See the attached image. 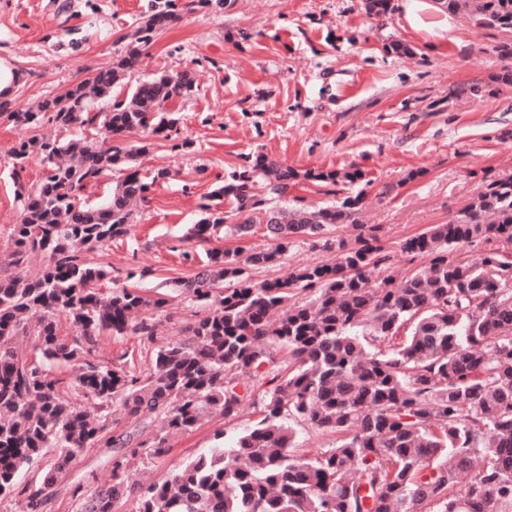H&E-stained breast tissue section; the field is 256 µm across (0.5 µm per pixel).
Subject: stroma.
I'll return each mask as SVG.
<instances>
[{"mask_svg": "<svg viewBox=\"0 0 512 512\" xmlns=\"http://www.w3.org/2000/svg\"><path fill=\"white\" fill-rule=\"evenodd\" d=\"M184 2L0 0V58L22 75L6 101L8 112L36 111L45 98L111 64L145 17L170 4L181 10L98 102L109 107L159 74H194L195 89L178 104L170 139L128 136V143L147 147L139 165L153 181L149 201L127 234L88 255L110 273L103 289L125 283L131 272L147 295L170 296L159 343L178 340L196 312L172 285L207 264L210 251L237 248L247 255L272 248L260 219L242 240L220 233L207 241L187 238L202 205L230 213V201L216 191L257 156L301 173L361 171L353 184L301 180L273 199L264 178L255 190L270 208H318L360 195V223L382 225L383 244L402 274L422 260L401 252V241L448 223L483 180L512 176V83L500 79L512 70V57L499 54L512 47V30L476 27L435 0H391L379 15L367 10V0H209L193 12L184 11ZM35 135L66 132L0 116V256L10 252L7 231L20 219L17 184L36 186L45 173L39 156L20 165L12 155L16 143ZM161 169L167 177H158ZM339 236L350 241L354 233L345 224L327 226L321 238L300 241L280 261L250 273L262 282L331 262L335 252L324 243ZM257 419L251 407L232 421L214 416L175 440L166 456L133 458L129 478L164 481L187 459L229 447ZM111 481L100 449H87L68 482L57 486L49 512H77L71 483Z\"/></svg>", "mask_w": 512, "mask_h": 512, "instance_id": "1", "label": "stroma"}]
</instances>
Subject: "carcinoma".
<instances>
[{
	"label": "carcinoma",
	"mask_w": 512,
	"mask_h": 512,
	"mask_svg": "<svg viewBox=\"0 0 512 512\" xmlns=\"http://www.w3.org/2000/svg\"><path fill=\"white\" fill-rule=\"evenodd\" d=\"M465 6L476 26L512 30V0ZM177 19L173 8L147 16L111 65L8 119L169 139L176 124L169 106L192 92L189 76L180 91L167 75L139 82L108 111L93 102ZM145 151L86 136L32 137L13 148L21 162L40 156L47 172L20 192V219L8 232L13 250L0 260V502L46 512L73 461L95 445L112 449V483L71 484L79 512H117L132 496L136 512H512V176L485 184L448 223L404 240L401 251L426 263L399 281L381 226L359 224L353 244L336 240L334 262L257 284L249 266L279 261L297 239L316 238L329 224H358L359 198L269 211L254 178L263 175L280 193L300 177L333 185L362 177L301 174L257 158L218 194L239 215L267 217L274 248L246 258L214 251L209 268L177 281L206 313L138 369L123 355L97 359V337L109 331L155 344L167 300L127 285L102 293L108 272L85 254L127 233L135 207L147 201L152 183L136 167ZM112 170L123 177L104 203L79 198ZM221 228L243 236L252 224L210 213L186 240L207 241ZM477 240L486 247L476 258L457 255ZM34 251L45 262L28 272ZM62 315L69 336L60 334ZM71 365L79 371L69 379L52 373ZM244 375L251 385H241ZM247 406L261 418L230 447L187 461L162 482L129 481L130 458L160 457L171 440L215 415L233 420ZM149 417L167 427L141 441ZM301 423L336 435V445L298 454ZM29 469L42 471L40 483L18 488Z\"/></svg>",
	"instance_id": "obj_1"
}]
</instances>
